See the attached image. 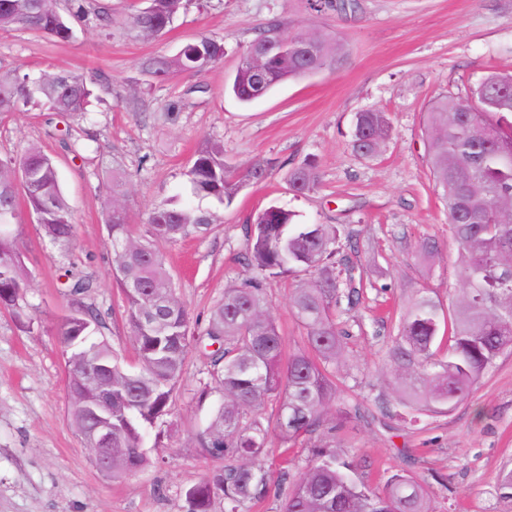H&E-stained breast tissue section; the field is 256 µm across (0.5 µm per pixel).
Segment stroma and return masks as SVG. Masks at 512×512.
Here are the masks:
<instances>
[{
  "mask_svg": "<svg viewBox=\"0 0 512 512\" xmlns=\"http://www.w3.org/2000/svg\"><path fill=\"white\" fill-rule=\"evenodd\" d=\"M343 2L316 13L307 0H192L163 36L147 38L130 25L146 0H86L89 10L109 15L110 26L77 24L65 43L0 30V71L73 72L95 83L86 117L36 106L0 115V161L32 145L51 155L76 224L74 240L61 248L33 221L25 200L17 202L13 231L32 327L23 330L0 312V512H184L185 490L219 466L195 441L220 401L206 350L191 347L175 409L155 426L157 443L146 446L156 465L115 480L94 466L72 423L57 334L69 313L61 284L74 267L97 283L85 303L97 311L102 336L134 363L103 224L112 174L121 172L129 188L130 222L145 224L170 197L190 199L186 170L208 139L223 143L227 166L241 173L260 162L268 177L244 184L231 204L205 200L224 218L206 237L161 243L192 323L205 324L225 285L247 275L246 227L270 206L294 212L300 224L343 225L344 254L364 283L358 302L340 317L339 394L355 404V414L301 438L286 456L270 436L266 469L275 475L286 465L300 476L311 446L332 441L371 485L395 473L425 478L436 512H512L497 494L500 472L512 461V355L500 357L450 414L424 417L415 427L396 416L387 365L416 291L427 289L448 305L462 287L447 208L427 161L424 110L438 97L465 95L489 69L512 70V0ZM274 23L287 35L332 34L343 61L240 103L227 87L251 42ZM205 37L223 39L222 62L163 82L144 70L148 59L173 56ZM368 108L390 113L394 132L376 157L364 159L351 146V124ZM66 129L85 139L83 157L66 149ZM308 158L317 162L319 183L299 195L288 188V171ZM428 239L438 250L426 259L419 246ZM298 283L295 275L277 277L265 288L289 352L303 336L289 305Z\"/></svg>",
  "mask_w": 512,
  "mask_h": 512,
  "instance_id": "1",
  "label": "stroma"
}]
</instances>
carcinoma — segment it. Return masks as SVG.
<instances>
[{
  "instance_id": "cac0c4a2",
  "label": "carcinoma",
  "mask_w": 512,
  "mask_h": 512,
  "mask_svg": "<svg viewBox=\"0 0 512 512\" xmlns=\"http://www.w3.org/2000/svg\"><path fill=\"white\" fill-rule=\"evenodd\" d=\"M69 17L54 0H0V29L23 30L59 42L73 38L71 21H83V0H70ZM131 17L143 36H160L174 23L186 0H148ZM258 40L288 43V50L264 62L263 72L249 53L241 58L231 92L250 103L278 84L307 76L306 63L293 48L315 46L313 68L341 63L335 40L320 33L288 37L273 24ZM224 58V42L202 38L172 58H151L145 70L158 81L175 72L197 73ZM92 94L83 75L44 73L30 79L0 74V114L35 105L49 112L78 115ZM480 111H470L471 101ZM427 157L433 180L442 189L448 222L458 248L457 271L463 288L452 311L426 291L406 307L389 353V372L399 405L409 422L448 414L468 398L496 360L512 354V71H486L464 97L444 95L424 111ZM352 143L365 159L377 155L390 137L386 112H357ZM28 178L29 210L52 242L67 246L75 234L53 159L37 147L18 159L0 161V309L11 312L20 328L30 329L26 312L22 255L10 226L19 223L18 176ZM192 197L230 204L241 185L261 182L267 170L255 165L246 174L224 162V145L203 143L186 171ZM318 170L306 162L288 173L299 194L318 184ZM124 181L112 174V196L104 224L112 241V275L126 299V321L134 339L139 371L124 368L104 338L99 320L82 304L96 284L80 271H69L64 294L73 313L58 325L76 368L68 392L78 431L90 420L86 397L97 387H112V478L150 464L145 451L149 428L169 415L190 343L212 347L210 376L221 401L197 445L225 464L185 491V512H250L272 495L285 494L282 512H435L426 483L396 473L371 486L357 476L354 460L327 441L311 450L310 463L295 481L283 470L272 481L263 465L270 432L290 450L299 439L322 427L336 403V380L343 358L344 331L338 309L359 294L352 269L339 247L335 224H298L282 207L258 213L250 225L246 265L250 275L224 288V298L207 322L190 332L188 312L176 293L160 241L204 237L219 224L218 215L178 195L149 212L144 229L129 222ZM305 272L309 278L290 296L291 312L303 330V345L283 360L285 337L268 311L265 281ZM275 407L265 423L260 409Z\"/></svg>"
}]
</instances>
